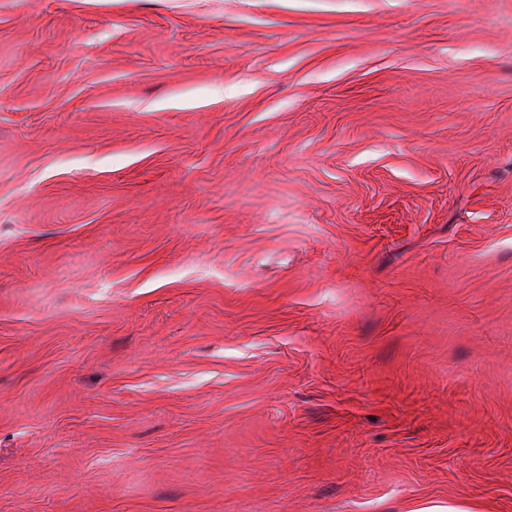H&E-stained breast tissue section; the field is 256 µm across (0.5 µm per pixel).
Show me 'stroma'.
I'll use <instances>...</instances> for the list:
<instances>
[{
	"instance_id": "1",
	"label": "stroma",
	"mask_w": 512,
	"mask_h": 512,
	"mask_svg": "<svg viewBox=\"0 0 512 512\" xmlns=\"http://www.w3.org/2000/svg\"><path fill=\"white\" fill-rule=\"evenodd\" d=\"M512 512V0H0V512Z\"/></svg>"
}]
</instances>
